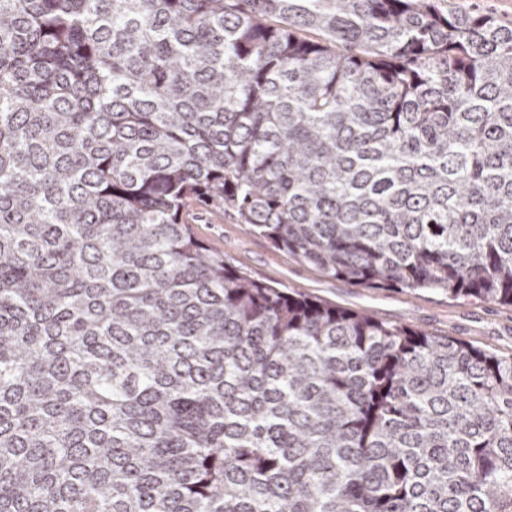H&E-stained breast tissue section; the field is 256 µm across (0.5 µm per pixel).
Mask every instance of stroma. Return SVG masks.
I'll use <instances>...</instances> for the list:
<instances>
[{
    "label": "stroma",
    "instance_id": "35a3bbf8",
    "mask_svg": "<svg viewBox=\"0 0 512 512\" xmlns=\"http://www.w3.org/2000/svg\"><path fill=\"white\" fill-rule=\"evenodd\" d=\"M188 222L198 239L255 280L384 322L452 337L499 354L512 353V305L451 299L430 291L367 288L322 274L224 213L194 206Z\"/></svg>",
    "mask_w": 512,
    "mask_h": 512
}]
</instances>
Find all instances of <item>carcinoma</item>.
I'll return each mask as SVG.
<instances>
[{"instance_id":"1","label":"carcinoma","mask_w":512,"mask_h":512,"mask_svg":"<svg viewBox=\"0 0 512 512\" xmlns=\"http://www.w3.org/2000/svg\"><path fill=\"white\" fill-rule=\"evenodd\" d=\"M512 305V26L437 0H0V512H512V355L294 296ZM194 235L224 261L260 282L343 309L366 312L390 323L441 336L499 354L512 353V305L448 299L430 291L367 288L328 277L223 212L192 206Z\"/></svg>"}]
</instances>
